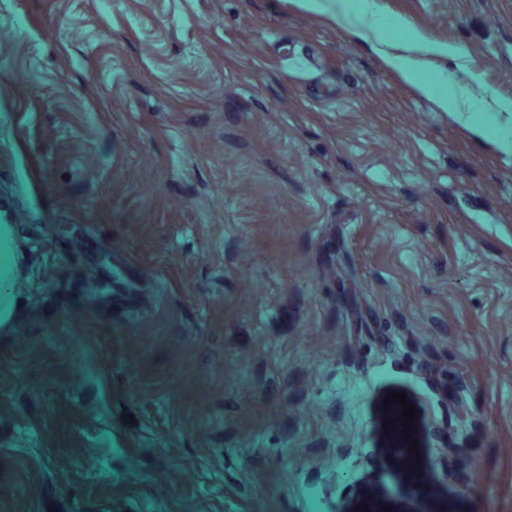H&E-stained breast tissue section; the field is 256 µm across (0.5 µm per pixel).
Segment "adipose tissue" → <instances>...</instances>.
Returning <instances> with one entry per match:
<instances>
[{"mask_svg":"<svg viewBox=\"0 0 512 512\" xmlns=\"http://www.w3.org/2000/svg\"><path fill=\"white\" fill-rule=\"evenodd\" d=\"M297 3L308 11L341 16L352 37L370 43L373 50L420 94L434 98L441 110L461 118L470 117L474 112L492 116V123L472 124L473 134L493 141L503 153L512 155V100L491 94L473 74L466 80L450 82L443 91L425 76V59L429 56L446 59L456 69H463V54L458 47L433 43L416 33L400 41L389 40L364 8L350 6L348 0H297Z\"/></svg>","mask_w":512,"mask_h":512,"instance_id":"1","label":"adipose tissue"}]
</instances>
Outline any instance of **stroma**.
<instances>
[{
  "instance_id": "stroma-1",
  "label": "stroma",
  "mask_w": 512,
  "mask_h": 512,
  "mask_svg": "<svg viewBox=\"0 0 512 512\" xmlns=\"http://www.w3.org/2000/svg\"><path fill=\"white\" fill-rule=\"evenodd\" d=\"M352 3L512 99V0ZM0 225V512H512V155L341 20L0 0ZM14 266L13 252L10 247L9 230L0 226V288L10 279Z\"/></svg>"
}]
</instances>
